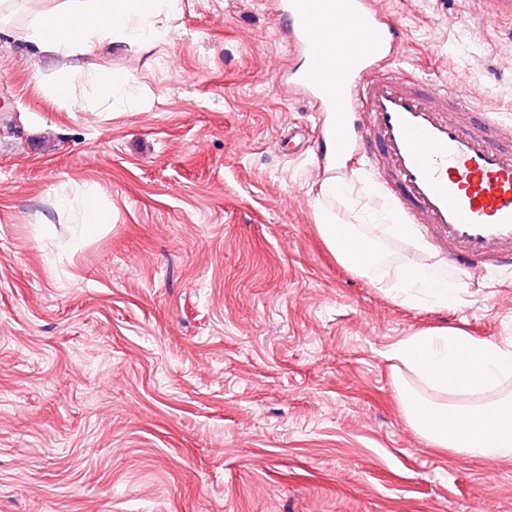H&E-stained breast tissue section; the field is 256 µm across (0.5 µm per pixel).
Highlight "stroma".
<instances>
[{
  "label": "stroma",
  "instance_id": "35a3bbf8",
  "mask_svg": "<svg viewBox=\"0 0 512 512\" xmlns=\"http://www.w3.org/2000/svg\"><path fill=\"white\" fill-rule=\"evenodd\" d=\"M394 67L512 120V18L380 0ZM273 0H180L166 45L74 59L0 35V512H512V461L429 446L390 348L459 327L512 340V270L464 276L375 236L376 179L333 198ZM68 83L70 94L55 90ZM92 194L106 221L79 223ZM416 257L462 303L407 306L339 262L318 208ZM77 68L90 74L91 81L96 89L108 99L112 98V92L115 89L128 84L130 81V75L127 72H112V74L100 78L94 72V64L91 62H87L85 65L78 66Z\"/></svg>",
  "mask_w": 512,
  "mask_h": 512
}]
</instances>
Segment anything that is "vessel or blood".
Segmentation results:
<instances>
[{"instance_id": "obj_1", "label": "vessel or blood", "mask_w": 512, "mask_h": 512, "mask_svg": "<svg viewBox=\"0 0 512 512\" xmlns=\"http://www.w3.org/2000/svg\"><path fill=\"white\" fill-rule=\"evenodd\" d=\"M302 58L289 89L321 112L318 172L367 165L401 217L462 273L512 265V123L394 71L404 31L378 0H277Z\"/></svg>"}]
</instances>
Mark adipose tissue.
<instances>
[{"mask_svg":"<svg viewBox=\"0 0 512 512\" xmlns=\"http://www.w3.org/2000/svg\"><path fill=\"white\" fill-rule=\"evenodd\" d=\"M178 0H53L33 8L27 24L8 28L7 37L29 43L53 58L90 59L104 46L167 43ZM318 230L340 262L408 305L430 302L450 309L460 301L455 284L434 276L426 265L389 266L372 239L318 211ZM405 368L397 389L407 424L430 446L472 458H512V395L499 393L512 377V344L501 345L456 328L424 329L389 353Z\"/></svg>","mask_w":512,"mask_h":512,"instance_id":"ef3b65f1","label":"adipose tissue"}]
</instances>
